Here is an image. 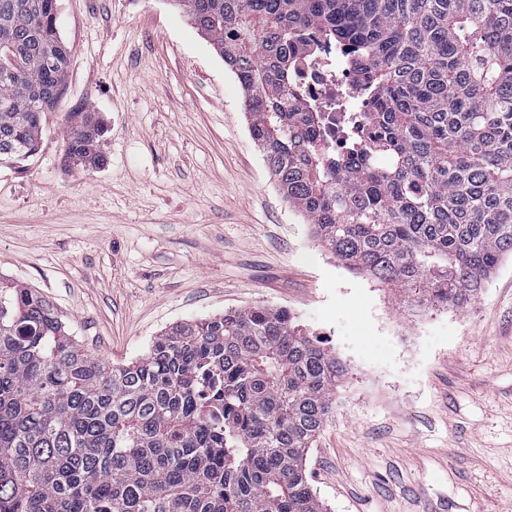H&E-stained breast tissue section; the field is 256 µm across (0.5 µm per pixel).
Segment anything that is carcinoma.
Segmentation results:
<instances>
[{
	"label": "carcinoma",
	"instance_id": "cac0c4a2",
	"mask_svg": "<svg viewBox=\"0 0 512 512\" xmlns=\"http://www.w3.org/2000/svg\"><path fill=\"white\" fill-rule=\"evenodd\" d=\"M59 0H0V167L29 169L67 88ZM246 92L290 206L352 272L465 308L512 256V0H173ZM368 109L345 153L292 83L308 30ZM66 115L64 161L104 163ZM346 367L285 310L180 322L110 366L40 291L0 276V512H324L304 456Z\"/></svg>",
	"mask_w": 512,
	"mask_h": 512
}]
</instances>
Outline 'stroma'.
<instances>
[{"label":"stroma","mask_w":512,"mask_h":512,"mask_svg":"<svg viewBox=\"0 0 512 512\" xmlns=\"http://www.w3.org/2000/svg\"><path fill=\"white\" fill-rule=\"evenodd\" d=\"M68 90L31 169L0 168V276L102 362L173 324L288 310L347 368L306 460L326 512H512V260L464 309L352 274L283 199L245 93L169 0H60ZM103 165L62 163L65 115ZM100 117L89 106L81 105L66 115L64 161L68 167L94 170L104 163L100 151L103 136Z\"/></svg>","instance_id":"stroma-1"}]
</instances>
